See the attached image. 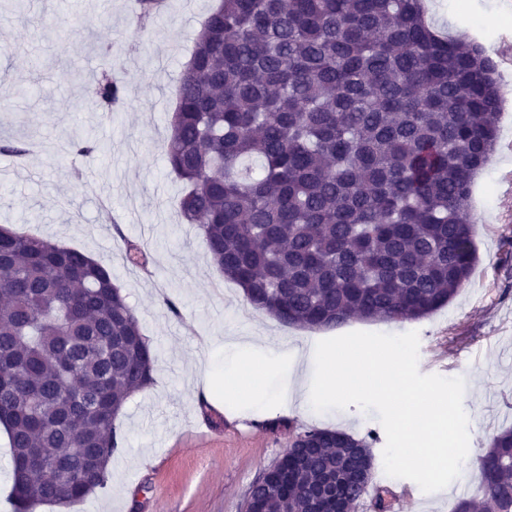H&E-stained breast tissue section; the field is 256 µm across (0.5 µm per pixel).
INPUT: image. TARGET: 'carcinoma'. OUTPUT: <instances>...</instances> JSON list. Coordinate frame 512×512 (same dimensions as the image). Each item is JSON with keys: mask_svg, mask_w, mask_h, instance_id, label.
<instances>
[{"mask_svg": "<svg viewBox=\"0 0 512 512\" xmlns=\"http://www.w3.org/2000/svg\"><path fill=\"white\" fill-rule=\"evenodd\" d=\"M425 0H220L178 82L165 154L181 217L224 278L279 321L310 330L419 320L477 262L470 199L498 139L501 84L475 42L438 31ZM161 0H139L141 27ZM110 112L124 89L105 70ZM0 153L29 154L22 137ZM155 355L112 271L81 250L0 227V424L14 512H68L108 482L116 420L153 384ZM250 488L255 512L372 493L376 437L320 428ZM453 512H512V429L478 457Z\"/></svg>", "mask_w": 512, "mask_h": 512, "instance_id": "carcinoma-1", "label": "carcinoma"}]
</instances>
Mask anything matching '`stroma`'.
Wrapping results in <instances>:
<instances>
[{
	"label": "stroma",
	"mask_w": 512,
	"mask_h": 512,
	"mask_svg": "<svg viewBox=\"0 0 512 512\" xmlns=\"http://www.w3.org/2000/svg\"><path fill=\"white\" fill-rule=\"evenodd\" d=\"M144 29L128 26L132 0H25L0 24V132L31 135L48 151L18 160L0 155V225L95 255L134 308L155 355L153 384L134 394L117 419L123 443L105 489L74 512H244L253 482L309 428L375 434L374 484L400 480L413 494L400 512H452L478 485L477 458L490 438L512 428V120H501L499 150L476 177L472 207L478 261L468 285L445 307L404 324L354 321L329 330L280 323L224 282L197 225L179 213L181 185L167 170L165 145L178 78L200 22L216 0H165ZM439 29L474 40L461 14L476 17L488 44L512 19L492 20L500 0H432ZM111 56H103L102 48ZM125 87L123 105L96 104L104 64ZM99 143L92 157L68 153L71 136ZM145 248L146 267L130 265L128 244ZM281 349L282 364L314 387L325 355L360 345L394 356L413 386L435 401L455 397L456 433L437 472L395 457L401 432L384 397L340 394L305 413L285 407L284 381L268 373L251 403L222 390L224 343L254 334ZM211 412L203 414L201 403ZM284 426L270 427V420Z\"/></svg>",
	"instance_id": "1"
}]
</instances>
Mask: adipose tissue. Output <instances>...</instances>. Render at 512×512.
I'll use <instances>...</instances> for the list:
<instances>
[{
    "instance_id": "obj_1",
    "label": "adipose tissue",
    "mask_w": 512,
    "mask_h": 512,
    "mask_svg": "<svg viewBox=\"0 0 512 512\" xmlns=\"http://www.w3.org/2000/svg\"><path fill=\"white\" fill-rule=\"evenodd\" d=\"M225 351L234 360L224 375L225 386L249 396L257 388L258 371L270 372L278 366V357L263 336L227 342ZM347 392L367 397L381 394L402 400L398 425L405 440L395 452L401 461H416L423 457L425 449L440 447L442 439L436 428L445 420L443 411L421 410V400L404 376L400 361L380 357L364 347L334 352L324 363L320 382L314 390L299 392L291 389L284 392L283 397L289 403L297 404L300 410L307 411L313 401Z\"/></svg>"
}]
</instances>
